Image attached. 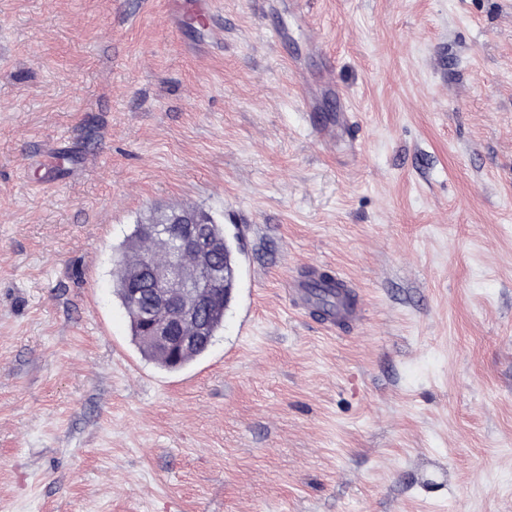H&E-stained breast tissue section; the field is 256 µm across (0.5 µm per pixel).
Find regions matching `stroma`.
<instances>
[{
  "label": "stroma",
  "mask_w": 512,
  "mask_h": 512,
  "mask_svg": "<svg viewBox=\"0 0 512 512\" xmlns=\"http://www.w3.org/2000/svg\"><path fill=\"white\" fill-rule=\"evenodd\" d=\"M169 2L0 0V512H512V0ZM177 206L242 266L168 372L112 270ZM217 4L216 0H176L171 8V19L178 25L192 19L212 34L217 29L214 26ZM321 273L328 272H319L316 267H311L306 274L293 278L288 283V297L291 302L296 303L298 300L307 298L308 294L313 295L314 285L312 281ZM328 274L332 278L329 287L335 289L338 301L335 311L329 316L333 323L327 328L335 329L334 322L337 327L352 326L361 316V307L358 305L357 300L353 298L351 279L340 272H336V275Z\"/></svg>",
  "instance_id": "35a3bbf8"
}]
</instances>
